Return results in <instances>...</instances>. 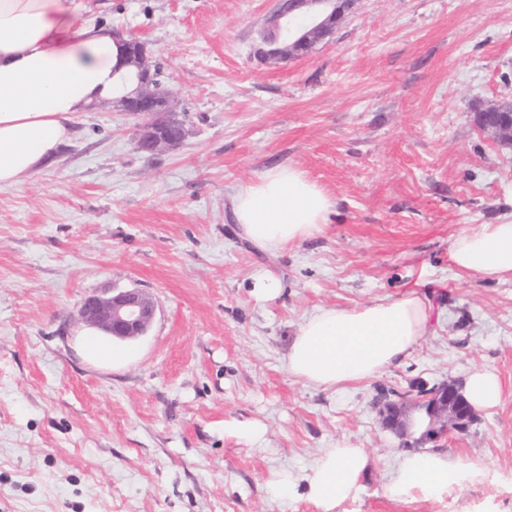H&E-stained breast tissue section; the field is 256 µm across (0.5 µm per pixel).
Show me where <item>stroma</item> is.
Masks as SVG:
<instances>
[{
	"label": "stroma",
	"instance_id": "1",
	"mask_svg": "<svg viewBox=\"0 0 512 512\" xmlns=\"http://www.w3.org/2000/svg\"><path fill=\"white\" fill-rule=\"evenodd\" d=\"M86 3L148 43L188 134L142 154L138 118L101 103L54 165L0 190V512H316L274 476L341 441L372 467L340 512H512V280L448 258L461 230L512 220V147L475 122L512 101V0H355L309 56L264 61L278 0ZM277 166L332 207L322 235L272 254L238 236L229 199ZM260 271L278 298L252 296ZM132 288L156 305L138 358L91 361L80 303ZM409 290L433 332L402 364L336 392L289 374L304 317ZM475 368L499 376V406L432 448L499 480L389 499L403 449L381 395ZM253 419L261 444L224 432Z\"/></svg>",
	"mask_w": 512,
	"mask_h": 512
}]
</instances>
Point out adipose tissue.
I'll return each mask as SVG.
<instances>
[{
    "label": "adipose tissue",
    "instance_id": "obj_1",
    "mask_svg": "<svg viewBox=\"0 0 512 512\" xmlns=\"http://www.w3.org/2000/svg\"><path fill=\"white\" fill-rule=\"evenodd\" d=\"M82 0H0V189L53 163L79 112L132 94L136 69L121 61L111 32L87 20ZM332 205L298 170L276 167L239 187L231 213L242 238L276 253L321 235ZM449 260L460 272L512 279V221L456 234ZM432 304L417 291L353 308H322L305 317L286 357L289 374L333 391L402 362L431 334ZM462 392L478 409L497 407L502 388L487 369L469 373ZM365 449L336 444L306 472H280L281 492H302L317 512H339L369 471ZM482 462L432 451L400 457L385 487L399 502L431 500L464 482L490 479Z\"/></svg>",
    "mask_w": 512,
    "mask_h": 512
}]
</instances>
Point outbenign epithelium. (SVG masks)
Returning a JSON list of instances; mask_svg holds the SVG:
<instances>
[{
  "label": "benign epithelium",
  "mask_w": 512,
  "mask_h": 512,
  "mask_svg": "<svg viewBox=\"0 0 512 512\" xmlns=\"http://www.w3.org/2000/svg\"><path fill=\"white\" fill-rule=\"evenodd\" d=\"M354 0H283L282 8L271 18L262 37L257 55L262 59L300 58L332 34L336 23L349 10ZM307 16L312 27L307 31L288 32V19ZM128 61L141 73L143 85L138 93L118 102L124 112L143 115L146 120L138 135V149L149 154L175 147L186 137L184 125L178 120L179 105L169 90L158 80V64L147 44L131 37ZM493 112L480 113L484 131L497 132V140L512 145V113L509 127L494 124ZM155 316V304L137 289L85 298L79 318L112 337L128 340L146 333ZM461 392L453 382L432 387V392L410 400L401 398L382 402L379 409L383 426L394 432L405 448H415L436 441L451 430H465L474 421L475 412L461 408ZM427 410L428 423L420 436L413 439L406 421V404Z\"/></svg>",
  "instance_id": "7a95c632"
}]
</instances>
